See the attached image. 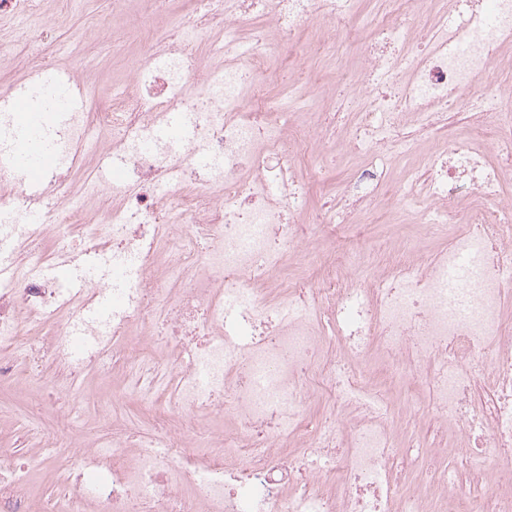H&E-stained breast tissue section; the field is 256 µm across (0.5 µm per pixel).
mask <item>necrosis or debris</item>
<instances>
[{
    "label": "necrosis or debris",
    "mask_w": 512,
    "mask_h": 512,
    "mask_svg": "<svg viewBox=\"0 0 512 512\" xmlns=\"http://www.w3.org/2000/svg\"><path fill=\"white\" fill-rule=\"evenodd\" d=\"M131 1L112 34L139 45L128 85L95 110L54 61L65 10L0 0V71L23 62L0 83V243L22 269L0 285V386L65 399L35 443L48 466L67 451L57 512H512V67L463 111L491 152L451 120L512 48V0ZM49 70L80 106L46 131L34 195L13 103ZM344 116V152L416 162L401 184L357 167L305 223L302 164ZM410 196L436 222L370 269L332 247L381 201L405 223ZM58 264L77 287L44 275ZM91 373L150 418L76 429ZM27 473L0 468V512H32Z\"/></svg>",
    "instance_id": "1"
}]
</instances>
